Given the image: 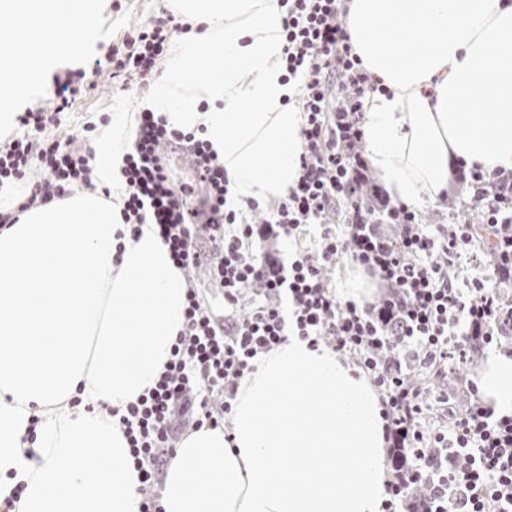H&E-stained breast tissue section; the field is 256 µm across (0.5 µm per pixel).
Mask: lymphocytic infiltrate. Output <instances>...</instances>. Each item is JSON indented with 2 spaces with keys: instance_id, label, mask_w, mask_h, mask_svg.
I'll use <instances>...</instances> for the list:
<instances>
[{
  "instance_id": "1",
  "label": "lymphocytic infiltrate",
  "mask_w": 512,
  "mask_h": 512,
  "mask_svg": "<svg viewBox=\"0 0 512 512\" xmlns=\"http://www.w3.org/2000/svg\"><path fill=\"white\" fill-rule=\"evenodd\" d=\"M287 80L299 85L303 114L299 175L287 196L268 203L247 200L245 209L227 205L229 181L210 143L193 133L171 130L164 117L142 112L134 149L126 157L129 187L125 223L155 224L189 288L184 328L155 386L124 410L110 415L129 442L139 472L140 512H163L160 476L174 454L176 418L194 426L219 427L232 412L239 381L254 372L263 354L279 346L289 329L319 341L330 337L337 353L355 358L381 393L386 440L396 468L383 512H512V415L499 416L474 401L448 430L424 435L421 391L411 365L439 368L449 349L466 356L512 332V308L482 276L456 284L448 267L473 248L470 228L493 232L503 276L512 278V170H468L473 207L452 217L449 235L422 223L414 208L383 202L400 228L381 236L370 211L357 200L367 172L361 154L365 92L379 86L364 72L344 26L349 0H278ZM175 15L129 29L109 50L113 77L123 89L143 87L174 32ZM52 112L30 109L19 117L21 133L0 143V189L29 183V203H46L89 185L91 155L75 138L50 134L78 90L72 79L47 87ZM192 149L209 188L208 227L221 245L209 267L224 290V320L216 322L197 286L198 227L187 218L193 192L176 184L164 159L166 147ZM314 228L317 254L291 264L258 251L259 243L290 238ZM349 258L377 279L383 292L364 307L340 303L323 275L325 265ZM292 317H285L282 297ZM426 485L425 495L409 492Z\"/></svg>"
}]
</instances>
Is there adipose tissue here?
Returning <instances> with one entry per match:
<instances>
[{"mask_svg": "<svg viewBox=\"0 0 512 512\" xmlns=\"http://www.w3.org/2000/svg\"><path fill=\"white\" fill-rule=\"evenodd\" d=\"M174 42L144 109L211 143L230 202L281 198L302 150L297 86L284 77L277 0H168ZM0 14L99 21L97 0H0ZM362 68L384 90L364 106L369 164L389 196L421 206L450 168L512 170V0H350ZM0 58V132L71 43L12 28ZM136 118L115 106L93 141L91 184L48 203L0 198V512H138L139 474L109 409L146 394L185 322V275L154 224L122 218ZM475 383L512 414V356ZM92 400L95 411L73 406ZM380 395L355 366L296 333L237 388L232 430L189 429L169 460L164 512H381L388 480ZM17 499H10L14 487Z\"/></svg>", "mask_w": 512, "mask_h": 512, "instance_id": "adipose-tissue-1", "label": "adipose tissue"}]
</instances>
